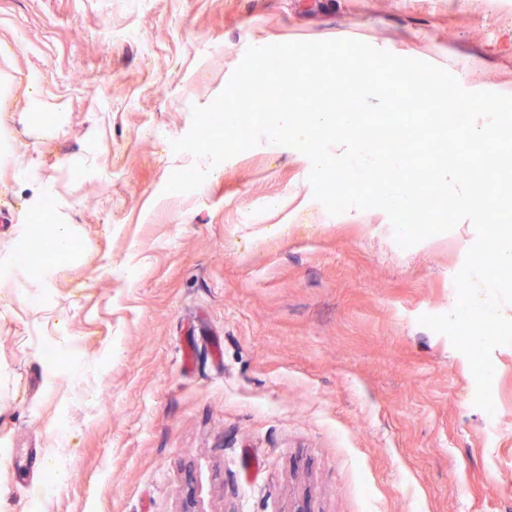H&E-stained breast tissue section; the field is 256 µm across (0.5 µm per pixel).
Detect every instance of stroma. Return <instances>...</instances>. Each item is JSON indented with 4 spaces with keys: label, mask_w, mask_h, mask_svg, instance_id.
Listing matches in <instances>:
<instances>
[{
    "label": "stroma",
    "mask_w": 512,
    "mask_h": 512,
    "mask_svg": "<svg viewBox=\"0 0 512 512\" xmlns=\"http://www.w3.org/2000/svg\"><path fill=\"white\" fill-rule=\"evenodd\" d=\"M341 38L512 95L505 0H0V258L51 189L79 237L39 296L0 290V512H512V345L492 435L419 322L474 228L403 249L381 210L328 214L295 149H172L248 47ZM60 433L65 481L17 490L11 449Z\"/></svg>",
    "instance_id": "obj_1"
}]
</instances>
